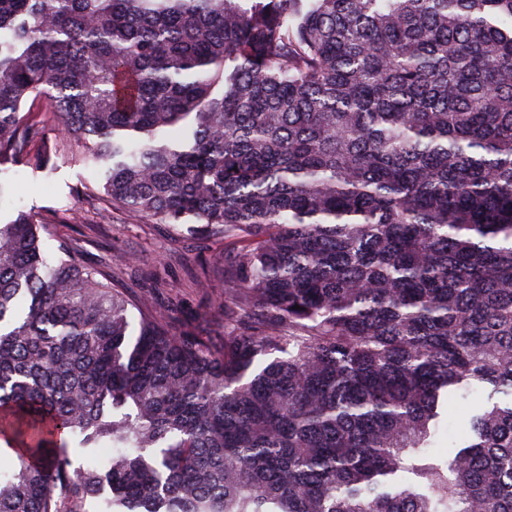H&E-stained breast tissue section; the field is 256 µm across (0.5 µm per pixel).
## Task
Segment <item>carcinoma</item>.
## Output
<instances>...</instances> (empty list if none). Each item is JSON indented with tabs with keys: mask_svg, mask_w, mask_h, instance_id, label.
Returning <instances> with one entry per match:
<instances>
[{
	"mask_svg": "<svg viewBox=\"0 0 512 512\" xmlns=\"http://www.w3.org/2000/svg\"><path fill=\"white\" fill-rule=\"evenodd\" d=\"M72 141L224 336L1 223L0 512H512V0H0V168Z\"/></svg>",
	"mask_w": 512,
	"mask_h": 512,
	"instance_id": "cac0c4a2",
	"label": "carcinoma"
}]
</instances>
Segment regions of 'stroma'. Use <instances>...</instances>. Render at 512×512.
Instances as JSON below:
<instances>
[{
  "mask_svg": "<svg viewBox=\"0 0 512 512\" xmlns=\"http://www.w3.org/2000/svg\"><path fill=\"white\" fill-rule=\"evenodd\" d=\"M0 176L15 186L8 201L0 203V219H11L19 209L35 212L46 222L42 237L47 250H54L57 238L76 240L85 265H111L124 287L142 301L161 307L178 301L184 326L203 336L223 335V241L190 236L107 202L90 201L85 191L98 174L83 163L74 144ZM203 278L208 287H197Z\"/></svg>",
  "mask_w": 512,
  "mask_h": 512,
  "instance_id": "35a3bbf8",
  "label": "stroma"
}]
</instances>
